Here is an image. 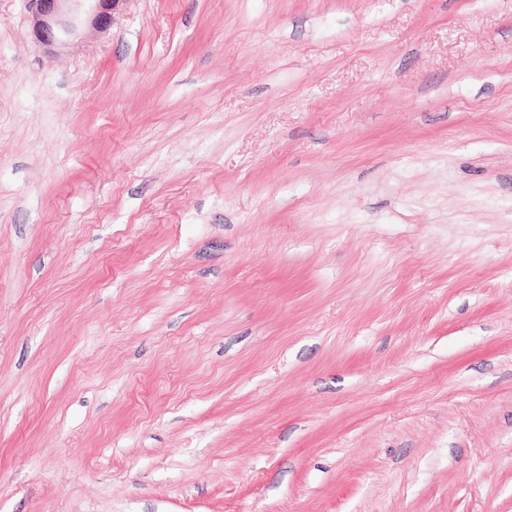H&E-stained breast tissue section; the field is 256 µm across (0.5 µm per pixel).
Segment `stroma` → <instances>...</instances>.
<instances>
[{
	"label": "stroma",
	"instance_id": "stroma-1",
	"mask_svg": "<svg viewBox=\"0 0 512 512\" xmlns=\"http://www.w3.org/2000/svg\"><path fill=\"white\" fill-rule=\"evenodd\" d=\"M0 512H512V0H0ZM121 0H26L32 34L47 50L74 34L83 21L107 30Z\"/></svg>",
	"mask_w": 512,
	"mask_h": 512
}]
</instances>
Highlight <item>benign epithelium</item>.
Here are the masks:
<instances>
[{
	"instance_id": "7a95c632",
	"label": "benign epithelium",
	"mask_w": 512,
	"mask_h": 512,
	"mask_svg": "<svg viewBox=\"0 0 512 512\" xmlns=\"http://www.w3.org/2000/svg\"><path fill=\"white\" fill-rule=\"evenodd\" d=\"M120 2L122 0H26L32 34L47 50L74 34L84 21L95 29L110 28Z\"/></svg>"
}]
</instances>
